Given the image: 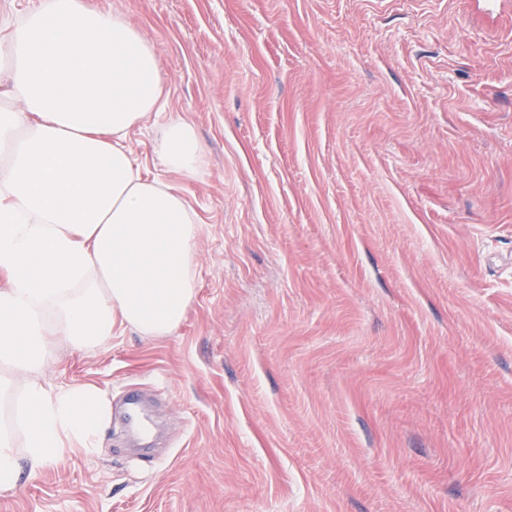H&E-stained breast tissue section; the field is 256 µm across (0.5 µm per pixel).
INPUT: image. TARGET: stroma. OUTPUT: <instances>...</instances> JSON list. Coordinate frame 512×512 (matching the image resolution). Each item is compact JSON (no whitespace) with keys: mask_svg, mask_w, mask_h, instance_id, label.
<instances>
[{"mask_svg":"<svg viewBox=\"0 0 512 512\" xmlns=\"http://www.w3.org/2000/svg\"><path fill=\"white\" fill-rule=\"evenodd\" d=\"M206 147L177 335L61 350L146 395L0 512H512V0H96Z\"/></svg>","mask_w":512,"mask_h":512,"instance_id":"35a3bbf8","label":"stroma"}]
</instances>
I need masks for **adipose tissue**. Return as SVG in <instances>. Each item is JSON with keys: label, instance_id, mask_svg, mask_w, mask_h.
Segmentation results:
<instances>
[{"label": "adipose tissue", "instance_id": "adipose-tissue-1", "mask_svg": "<svg viewBox=\"0 0 512 512\" xmlns=\"http://www.w3.org/2000/svg\"><path fill=\"white\" fill-rule=\"evenodd\" d=\"M150 42L92 0H27L0 18V493L65 451L94 454L108 394L48 376L60 346L116 329L176 335L197 296L206 170L193 125L165 123L143 170L129 131L168 105Z\"/></svg>", "mask_w": 512, "mask_h": 512}]
</instances>
